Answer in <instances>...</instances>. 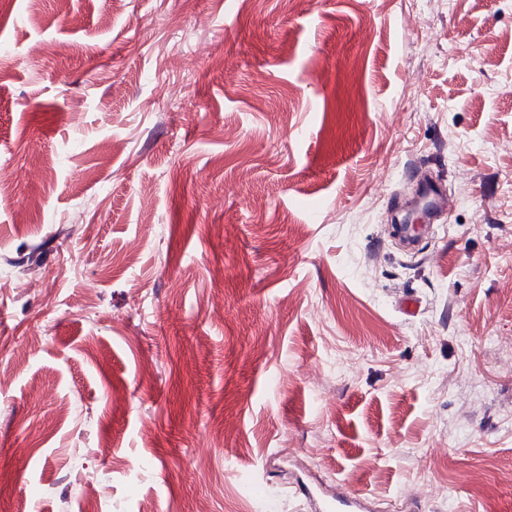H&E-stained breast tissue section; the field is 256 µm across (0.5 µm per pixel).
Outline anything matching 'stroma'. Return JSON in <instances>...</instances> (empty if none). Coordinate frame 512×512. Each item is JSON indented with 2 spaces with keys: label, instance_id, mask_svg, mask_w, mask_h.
Masks as SVG:
<instances>
[{
  "label": "stroma",
  "instance_id": "1",
  "mask_svg": "<svg viewBox=\"0 0 512 512\" xmlns=\"http://www.w3.org/2000/svg\"><path fill=\"white\" fill-rule=\"evenodd\" d=\"M0 177V512H512V0H0ZM421 184L420 197L423 201L427 217L431 220L436 213L438 214L442 210L444 190L435 182L424 181ZM295 491L300 494L309 509L320 512H357L362 510L360 494H339L335 498H317L316 491L307 485H298Z\"/></svg>",
  "mask_w": 512,
  "mask_h": 512
}]
</instances>
